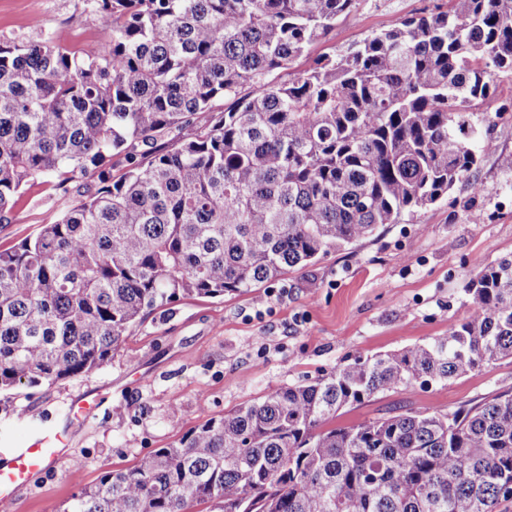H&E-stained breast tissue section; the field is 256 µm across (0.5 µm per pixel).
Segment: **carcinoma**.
<instances>
[{
  "mask_svg": "<svg viewBox=\"0 0 512 512\" xmlns=\"http://www.w3.org/2000/svg\"><path fill=\"white\" fill-rule=\"evenodd\" d=\"M355 2L89 0L97 54L0 41V224L43 176L65 199L0 250V393L98 369L146 311L276 280L477 172L492 143L472 107L512 71V0H448L290 72ZM464 292L475 313L448 334L274 388L57 512H494L512 499V386L326 427L512 359V255Z\"/></svg>",
  "mask_w": 512,
  "mask_h": 512,
  "instance_id": "cac0c4a2",
  "label": "carcinoma"
}]
</instances>
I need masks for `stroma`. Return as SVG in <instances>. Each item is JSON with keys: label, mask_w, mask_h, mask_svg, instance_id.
Here are the masks:
<instances>
[{"label": "stroma", "mask_w": 512, "mask_h": 512, "mask_svg": "<svg viewBox=\"0 0 512 512\" xmlns=\"http://www.w3.org/2000/svg\"><path fill=\"white\" fill-rule=\"evenodd\" d=\"M448 0H356L350 15L313 44L312 57L346 52L366 36ZM48 34L85 51L102 35L87 0H0V40ZM494 150L448 198L379 226L375 233L279 280L221 298H183L147 314L101 368L56 384L21 386L0 399V445L20 444L62 418L73 399L95 395L96 419L74 425L71 447L16 496L12 512H55L107 469H125L209 418L267 390L325 374L346 359L429 343L450 321L474 311L463 286L485 263L512 253V72L496 73L491 96L474 107ZM483 218L473 221L467 200ZM63 202L51 183L25 190L17 219L0 224V250L58 219ZM512 384V361L425 387L374 395L339 411L350 426L405 409L471 407Z\"/></svg>", "instance_id": "1"}]
</instances>
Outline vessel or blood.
<instances>
[{"label":"vessel or blood","instance_id":"b4317fda","mask_svg":"<svg viewBox=\"0 0 512 512\" xmlns=\"http://www.w3.org/2000/svg\"><path fill=\"white\" fill-rule=\"evenodd\" d=\"M97 399L82 397L72 401L63 422L44 436L27 439L23 444L6 448L11 459L9 469L0 470V512H10L16 492L31 476L57 459L70 443L71 423H86L94 417Z\"/></svg>","mask_w":512,"mask_h":512}]
</instances>
